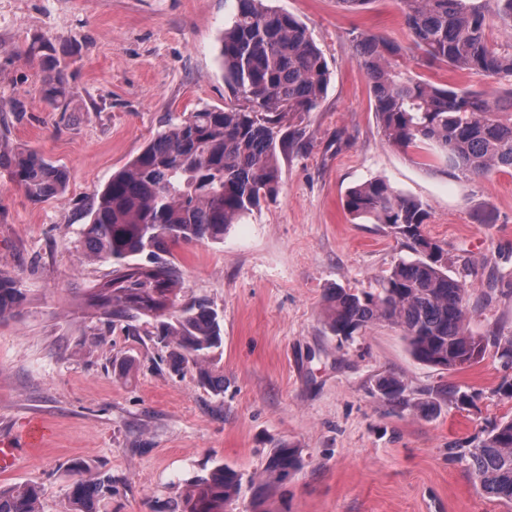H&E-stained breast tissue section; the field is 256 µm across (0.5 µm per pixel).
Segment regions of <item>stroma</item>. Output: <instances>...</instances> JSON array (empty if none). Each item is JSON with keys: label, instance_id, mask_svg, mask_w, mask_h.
Instances as JSON below:
<instances>
[{"label": "stroma", "instance_id": "35a3bbf8", "mask_svg": "<svg viewBox=\"0 0 512 512\" xmlns=\"http://www.w3.org/2000/svg\"><path fill=\"white\" fill-rule=\"evenodd\" d=\"M266 4L306 27L330 81L302 141L281 159L277 196L223 241L183 244L168 257L181 299L224 313L216 394L195 368L170 369L146 321L132 336L83 309L113 266L85 259L77 241L94 194L158 132L229 101L220 38L236 0H0V116L11 141L69 173L65 196L44 202L0 174V270L26 291L19 312L0 322V436L18 450L0 487L42 486L40 512H67L69 467L80 461L114 481L97 512H173L194 476L225 465L245 480L230 512H512L480 494L467 462L448 452L512 418V398L497 392L512 367L490 351L448 373L416 361L387 322L345 341L322 317L328 289L374 287L410 255L385 225L344 208L351 187L382 178L428 206L425 235L469 286L470 331L512 334V170L465 176L429 149L386 144L356 39L391 40L415 73L451 78L422 59L398 0L359 11L337 0ZM42 40L67 65L73 99L63 116L46 104L47 74L29 53ZM388 373L412 390L450 382L476 399L430 416L403 410L374 394L376 376ZM283 442L303 467L254 505L250 482Z\"/></svg>", "mask_w": 512, "mask_h": 512}]
</instances>
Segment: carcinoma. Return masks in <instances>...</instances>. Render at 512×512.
Instances as JSON below:
<instances>
[{"mask_svg": "<svg viewBox=\"0 0 512 512\" xmlns=\"http://www.w3.org/2000/svg\"><path fill=\"white\" fill-rule=\"evenodd\" d=\"M400 2L414 44L428 60L456 73L512 81V37L489 41L480 8L466 6V0ZM496 2L500 26L511 33L512 0ZM220 52L234 103L184 112L157 134L95 195L79 237L84 256L115 265L112 279L86 295L84 308L114 325L141 316L153 319V335L171 347L173 365L196 368L201 385L216 393L224 392V378L210 367L224 350L223 313L202 302L179 303L176 272L160 254L181 244L223 241L232 224L278 193L280 155L297 140L288 128L319 106L330 80L328 64L305 26L263 0H237ZM354 54L368 77L389 146H430L465 176L512 169V118L503 117L512 113V86L499 93L423 79L399 63L400 46L383 37H360ZM42 65L48 72L45 102L54 112L69 111L65 67L51 53L42 55ZM2 169L33 202L67 191L66 167L12 144L8 122L1 118ZM345 208L355 219L386 225L415 258L399 261L375 288L332 289L325 322L333 335L351 338L382 320L400 328L412 357L429 366L454 371L490 348L512 364V336L475 335L466 328L469 289L448 275L442 247L423 233L430 217L425 204L373 179L349 189ZM144 253L147 261H137ZM25 299L20 280L0 270V322L12 318ZM376 391L392 406L424 414L469 398L448 384L409 392L392 374L377 378ZM464 456L476 487L511 504L512 419L493 423ZM302 465L298 449L278 445L257 491L283 485ZM85 470L70 467L77 475L67 493L70 512H91V504L112 494V477L85 478ZM242 483L240 473L223 465L196 476L179 512H227ZM41 495L35 485L0 488V512H39Z\"/></svg>", "mask_w": 512, "mask_h": 512, "instance_id": "1", "label": "carcinoma"}]
</instances>
